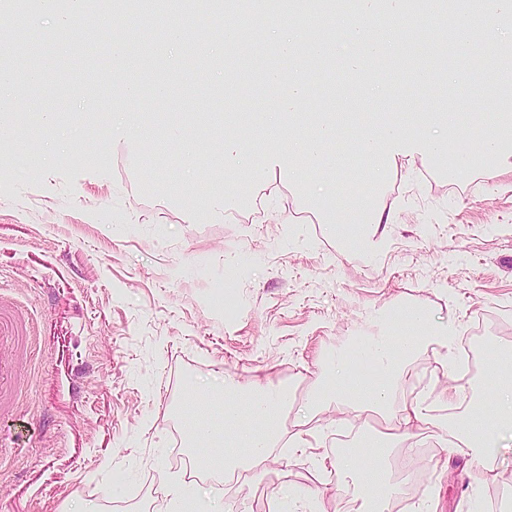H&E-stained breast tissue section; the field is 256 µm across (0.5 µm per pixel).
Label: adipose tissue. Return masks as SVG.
<instances>
[{
  "label": "adipose tissue",
  "mask_w": 512,
  "mask_h": 512,
  "mask_svg": "<svg viewBox=\"0 0 512 512\" xmlns=\"http://www.w3.org/2000/svg\"><path fill=\"white\" fill-rule=\"evenodd\" d=\"M456 330L430 321L427 312L407 305L383 314L382 327L353 347L337 351L305 391L296 416L305 426L320 409L336 406L356 414L377 415L389 428L382 440L363 438L336 456L338 472L358 480L361 491L354 512H387L393 493L386 467L391 448L409 437L408 427L427 422V398L405 389L407 366L420 350L435 347L456 354ZM483 377L495 389L493 405L448 396L455 413L444 427L451 446L462 455L491 459L493 448L512 435V351L487 358ZM223 454L213 457L226 478L265 468L280 441V416L291 406L288 388L269 383H225Z\"/></svg>",
  "instance_id": "adipose-tissue-1"
}]
</instances>
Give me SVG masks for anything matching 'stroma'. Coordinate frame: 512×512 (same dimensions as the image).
I'll return each mask as SVG.
<instances>
[{"mask_svg": "<svg viewBox=\"0 0 512 512\" xmlns=\"http://www.w3.org/2000/svg\"><path fill=\"white\" fill-rule=\"evenodd\" d=\"M38 31L42 82L0 125V302H13L34 336L0 422V512H64L79 499L101 512H172L179 496L210 493L228 512H268L274 499L283 512H349L355 487L336 473V438L357 442L362 418L329 407L300 434L283 416L300 446L279 447L261 478L215 493L183 474L193 456L177 442L185 389L307 385L329 352L398 304L457 328L480 373L487 355L512 349V164L460 181L437 177L423 149L398 159L378 201L394 221L379 228L373 256L345 254L283 176L240 203L229 177L211 179L225 206L184 213L137 194L127 122L162 113L178 145L209 149L206 112L224 92L221 35L204 31L203 76L188 45L143 54L144 72L174 69L193 92L132 103L122 83L84 77L95 42L108 39L100 27L72 31L65 46L53 17ZM461 376L429 349L409 363L407 386L434 403L433 427ZM414 446L391 456L400 484L391 512L422 500L430 512H512V437L493 456L492 480L448 443Z\"/></svg>", "mask_w": 512, "mask_h": 512, "instance_id": "35a3bbf8", "label": "stroma"}]
</instances>
